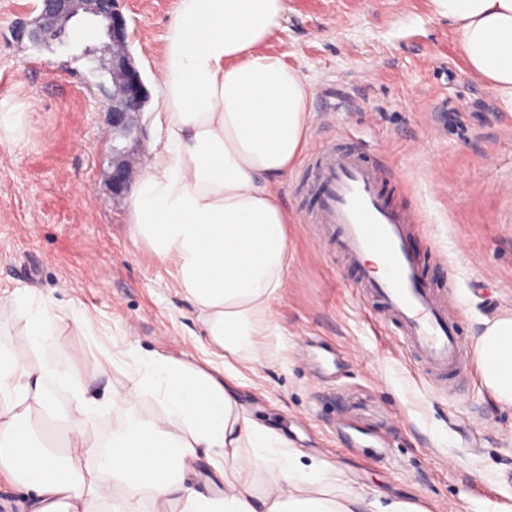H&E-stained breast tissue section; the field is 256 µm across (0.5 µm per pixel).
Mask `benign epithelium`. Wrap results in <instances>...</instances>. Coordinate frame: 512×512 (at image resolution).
<instances>
[{"label":"benign epithelium","mask_w":512,"mask_h":512,"mask_svg":"<svg viewBox=\"0 0 512 512\" xmlns=\"http://www.w3.org/2000/svg\"><path fill=\"white\" fill-rule=\"evenodd\" d=\"M120 0H41V10L30 29L37 41L60 36L66 24L77 17H99L106 21L110 53L109 65L115 90L107 97L106 112L112 131L127 137L142 132L140 118L147 99L146 88L128 49L127 19L120 9ZM112 194H123L130 182V165L125 153L112 156L109 175Z\"/></svg>","instance_id":"benign-epithelium-1"}]
</instances>
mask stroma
<instances>
[{"instance_id": "obj_1", "label": "stroma", "mask_w": 512, "mask_h": 512, "mask_svg": "<svg viewBox=\"0 0 512 512\" xmlns=\"http://www.w3.org/2000/svg\"><path fill=\"white\" fill-rule=\"evenodd\" d=\"M177 0H126L129 49L153 87ZM40 0H0V102L23 105L29 128L0 143V294L33 288L64 318L56 344L32 349L22 307L0 305V346L32 364L72 371L86 399L105 408L89 421L110 437L155 396L111 403L135 356L160 353L208 369L203 327L170 266L134 241L128 196H113L112 150L133 177L153 132L107 131L100 76L85 48L105 40L80 19L62 43L20 29ZM268 52L310 85L312 139L281 186L288 227L287 284L274 304L265 357L239 377L241 403L291 449L336 474L338 493L402 498L424 512L512 508V406L484 385L476 354L482 319L512 313V114L468 69L431 0H286ZM346 137L390 166L394 202L412 225L429 280L450 293L462 338L461 373L428 370L394 333L382 308L311 224V158ZM88 315L92 330L75 317Z\"/></svg>"}]
</instances>
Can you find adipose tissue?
<instances>
[{
  "instance_id": "adipose-tissue-1",
  "label": "adipose tissue",
  "mask_w": 512,
  "mask_h": 512,
  "mask_svg": "<svg viewBox=\"0 0 512 512\" xmlns=\"http://www.w3.org/2000/svg\"><path fill=\"white\" fill-rule=\"evenodd\" d=\"M447 18L470 72L512 113V0H432ZM285 0H177L167 27L153 112L154 155L131 191L128 222L192 302L222 377L154 353L141 356L113 400L161 396L163 411L137 417L110 447L89 431L94 401L59 414L47 375L77 386L69 371L32 366L0 346V473L35 494L29 512H424L407 500L339 495L321 464L305 465L288 441L239 405L237 361H259L262 336L286 283L288 226L279 188L311 136L310 87L265 46ZM26 310L37 348L53 344L61 310L24 288L6 298ZM485 385L512 404V314L486 320L477 341ZM251 454H243V447ZM206 459L220 496L188 480ZM269 480L256 487L253 476Z\"/></svg>"
}]
</instances>
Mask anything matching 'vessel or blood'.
I'll return each instance as SVG.
<instances>
[{
    "mask_svg": "<svg viewBox=\"0 0 512 512\" xmlns=\"http://www.w3.org/2000/svg\"><path fill=\"white\" fill-rule=\"evenodd\" d=\"M311 165L312 219L338 228L337 247L357 270L365 296L380 302L397 335L429 368H454L461 337L452 304L427 282L425 262L408 241L409 227L419 218L393 204L386 168L358 150L333 144L314 156ZM373 252L383 257V275H374L365 262Z\"/></svg>",
    "mask_w": 512,
    "mask_h": 512,
    "instance_id": "b4317fda",
    "label": "vessel or blood"
}]
</instances>
